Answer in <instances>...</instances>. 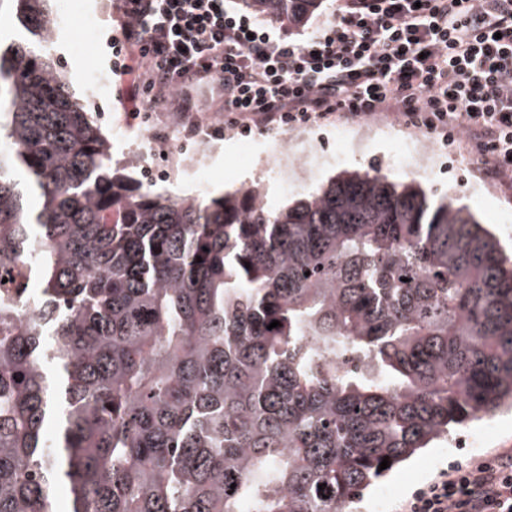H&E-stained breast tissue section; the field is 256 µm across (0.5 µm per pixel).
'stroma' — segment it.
Wrapping results in <instances>:
<instances>
[{"label":"stroma","mask_w":512,"mask_h":512,"mask_svg":"<svg viewBox=\"0 0 512 512\" xmlns=\"http://www.w3.org/2000/svg\"><path fill=\"white\" fill-rule=\"evenodd\" d=\"M55 41L51 57L65 74L69 87L80 98L87 112L95 117L102 134L112 142V168L132 180H139L140 171L130 162L143 155L146 146L137 132L141 120L131 119L118 96V83L112 73V39L117 30L118 0H51ZM84 41L87 51L74 53L73 41ZM371 137L362 150H350L332 163L315 167L308 182L286 185L275 169V152L279 133L255 132L251 135L253 152L249 163L237 160L239 136L225 135L222 148L209 166L204 187L176 175L156 184L159 192H172L183 197H216L218 191L258 186L270 208L280 209L305 197L330 178L346 172L378 171L392 182L413 181L430 198L453 196L464 205L497 239L506 254H512V187H504L474 173L478 151L460 144L442 145L433 141L434 160L429 167L407 174L395 158L398 145L420 140L418 132L406 129L393 120L370 124ZM473 453L456 449L453 455L440 449L425 448L403 466L395 469L387 481L396 487L395 499L387 500L385 512H393L396 498L409 496L440 469L466 463Z\"/></svg>","instance_id":"35a3bbf8"}]
</instances>
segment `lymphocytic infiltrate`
Returning <instances> with one entry per match:
<instances>
[{"label": "lymphocytic infiltrate", "mask_w": 512, "mask_h": 512, "mask_svg": "<svg viewBox=\"0 0 512 512\" xmlns=\"http://www.w3.org/2000/svg\"><path fill=\"white\" fill-rule=\"evenodd\" d=\"M114 71L132 114L173 101L226 128L395 117L477 143L478 172L512 186V0H340L299 41L224 0H120ZM399 512H512V448L440 471Z\"/></svg>", "instance_id": "lymphocytic-infiltrate-1"}]
</instances>
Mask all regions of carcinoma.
<instances>
[{
  "label": "carcinoma",
  "mask_w": 512,
  "mask_h": 512,
  "mask_svg": "<svg viewBox=\"0 0 512 512\" xmlns=\"http://www.w3.org/2000/svg\"><path fill=\"white\" fill-rule=\"evenodd\" d=\"M48 4L0 0V512H351L512 409V260L470 212L359 171L282 210L132 186Z\"/></svg>",
  "instance_id": "1"
}]
</instances>
